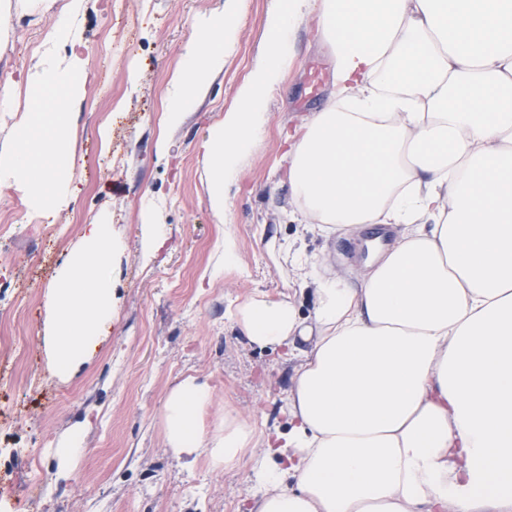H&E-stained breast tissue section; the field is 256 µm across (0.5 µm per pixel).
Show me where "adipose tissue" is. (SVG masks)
Listing matches in <instances>:
<instances>
[{"label":"adipose tissue","instance_id":"obj_1","mask_svg":"<svg viewBox=\"0 0 512 512\" xmlns=\"http://www.w3.org/2000/svg\"><path fill=\"white\" fill-rule=\"evenodd\" d=\"M311 13L335 93L288 136L297 239L371 224L394 235L349 278L320 273L285 241L311 316L290 294L230 311L249 345L298 353L287 430L264 433L229 411L205 430L214 391L189 377L165 399L164 444L216 470L264 447L248 512H512V0H279L237 107L209 130L217 214L292 63L289 36ZM241 20V0H227L186 50L167 123L223 68ZM86 82L75 51L26 80L35 135L0 148V179L23 183L36 205L67 203L71 110ZM117 247L108 217L84 225L46 291L59 378L106 341Z\"/></svg>","mask_w":512,"mask_h":512}]
</instances>
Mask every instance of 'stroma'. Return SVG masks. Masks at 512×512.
Masks as SVG:
<instances>
[{
	"label": "stroma",
	"mask_w": 512,
	"mask_h": 512,
	"mask_svg": "<svg viewBox=\"0 0 512 512\" xmlns=\"http://www.w3.org/2000/svg\"><path fill=\"white\" fill-rule=\"evenodd\" d=\"M128 2L122 15L113 0H84L75 24L89 81L75 107L67 205L47 212L28 201L24 186L0 184V204L25 200L13 215L0 207V223L12 222L16 234L14 262L0 268V313L7 315L0 321V512H245L257 491L248 476L263 449H250L235 468L214 470L203 458L183 467L164 445L166 395L190 376L214 390L205 425L228 410L260 430L287 425L281 409L296 361L283 350L248 345L227 311L256 294L277 300L288 291L289 267L271 247L295 231L284 180L287 136L332 95L328 46L313 20L295 30L294 62L269 94L261 143L242 160L222 216L206 201L203 144L210 127L235 108L278 0H244L223 69L175 126L165 123L164 111L183 52L214 27L225 0ZM11 4L14 30L0 39V99L12 98L15 107L0 110V147L22 134L27 87L19 73L34 71L47 47L60 58L69 51L56 32L61 9ZM147 212L164 228L153 246ZM106 214L123 241L112 265L109 346L63 381L48 370L45 292L82 225ZM41 224L65 225L67 233L57 241L43 237ZM228 230L237 260L218 274ZM305 250L340 273L365 257L362 240L338 233L306 237ZM77 428L83 451L59 466L51 450ZM36 473L46 490L33 499Z\"/></svg>",
	"instance_id": "obj_1"
}]
</instances>
